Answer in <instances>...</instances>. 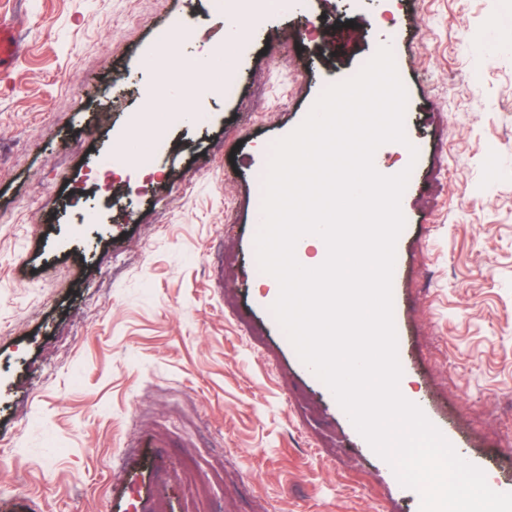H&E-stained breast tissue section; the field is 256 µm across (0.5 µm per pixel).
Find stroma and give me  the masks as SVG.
<instances>
[{
	"instance_id": "1",
	"label": "stroma",
	"mask_w": 512,
	"mask_h": 512,
	"mask_svg": "<svg viewBox=\"0 0 512 512\" xmlns=\"http://www.w3.org/2000/svg\"><path fill=\"white\" fill-rule=\"evenodd\" d=\"M0 512H189L181 464H223L214 512H419L274 317L257 268L273 143L391 46L413 167L393 321L415 402L465 460L512 462V0H268L230 41L208 0H0ZM339 25L328 43L299 18ZM184 22L177 69L146 67ZM222 47L226 99L180 91ZM186 102L150 166L100 169L145 107ZM121 192L98 223L66 205ZM167 221L156 226V213ZM16 27L14 22L0 21V70L9 67L23 51Z\"/></svg>"
}]
</instances>
